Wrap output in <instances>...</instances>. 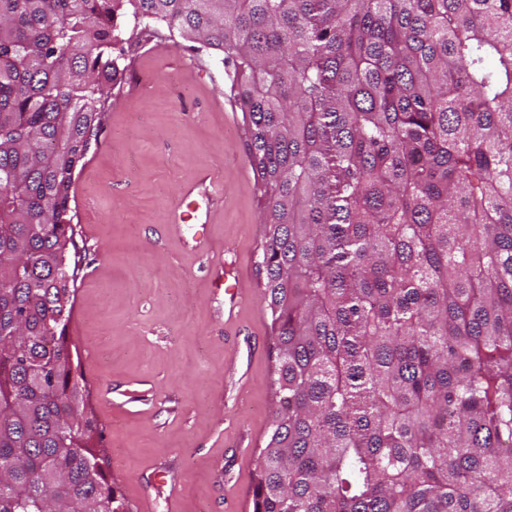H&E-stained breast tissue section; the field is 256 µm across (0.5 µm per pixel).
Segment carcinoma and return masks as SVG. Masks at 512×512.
I'll return each mask as SVG.
<instances>
[{
    "label": "carcinoma",
    "instance_id": "carcinoma-1",
    "mask_svg": "<svg viewBox=\"0 0 512 512\" xmlns=\"http://www.w3.org/2000/svg\"><path fill=\"white\" fill-rule=\"evenodd\" d=\"M127 5L232 68L275 330L253 512H512V0H0V512H125L67 326Z\"/></svg>",
    "mask_w": 512,
    "mask_h": 512
}]
</instances>
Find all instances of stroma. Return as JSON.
Wrapping results in <instances>:
<instances>
[{"mask_svg":"<svg viewBox=\"0 0 512 512\" xmlns=\"http://www.w3.org/2000/svg\"><path fill=\"white\" fill-rule=\"evenodd\" d=\"M142 51L74 176L81 248L68 337L129 512H252V478L277 398L264 299L260 192L220 55L165 24ZM212 170L206 229L168 227L182 188ZM223 260L236 298L213 286Z\"/></svg>","mask_w":512,"mask_h":512,"instance_id":"1","label":"stroma"}]
</instances>
